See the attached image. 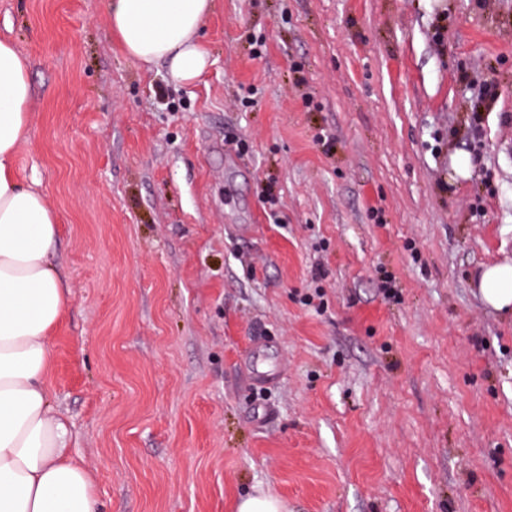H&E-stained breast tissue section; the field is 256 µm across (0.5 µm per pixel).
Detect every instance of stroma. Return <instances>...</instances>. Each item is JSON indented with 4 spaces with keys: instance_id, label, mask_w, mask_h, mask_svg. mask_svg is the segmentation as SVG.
I'll return each mask as SVG.
<instances>
[{
    "instance_id": "stroma-1",
    "label": "stroma",
    "mask_w": 512,
    "mask_h": 512,
    "mask_svg": "<svg viewBox=\"0 0 512 512\" xmlns=\"http://www.w3.org/2000/svg\"><path fill=\"white\" fill-rule=\"evenodd\" d=\"M100 512H512V0H214L192 85L0 0ZM276 181V203L262 191ZM478 287L488 308L504 314L512 313V263L485 266ZM235 512H288L285 504L278 498L262 491L240 499Z\"/></svg>"
}]
</instances>
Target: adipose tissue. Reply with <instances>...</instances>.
Masks as SVG:
<instances>
[{"mask_svg": "<svg viewBox=\"0 0 512 512\" xmlns=\"http://www.w3.org/2000/svg\"><path fill=\"white\" fill-rule=\"evenodd\" d=\"M105 8L130 60L166 62L182 85L205 72L199 33L213 0H105ZM31 103L29 62L0 40V512H96L93 480L70 453L72 433L46 384L66 295L51 261L57 214L16 165ZM478 287L488 308L512 313V263L485 266Z\"/></svg>", "mask_w": 512, "mask_h": 512, "instance_id": "obj_1", "label": "adipose tissue"}]
</instances>
